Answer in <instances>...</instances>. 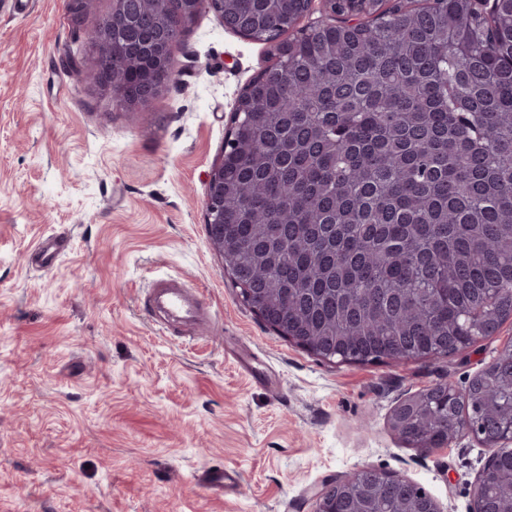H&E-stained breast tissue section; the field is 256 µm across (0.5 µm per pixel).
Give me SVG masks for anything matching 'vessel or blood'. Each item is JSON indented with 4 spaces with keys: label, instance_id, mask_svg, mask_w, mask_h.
<instances>
[{
    "label": "vessel or blood",
    "instance_id": "1",
    "mask_svg": "<svg viewBox=\"0 0 512 512\" xmlns=\"http://www.w3.org/2000/svg\"><path fill=\"white\" fill-rule=\"evenodd\" d=\"M148 300L156 324L180 336L191 334L197 325L213 322L215 318L199 292L176 279L155 281Z\"/></svg>",
    "mask_w": 512,
    "mask_h": 512
}]
</instances>
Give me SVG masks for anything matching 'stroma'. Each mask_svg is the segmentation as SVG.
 Wrapping results in <instances>:
<instances>
[{"mask_svg": "<svg viewBox=\"0 0 512 512\" xmlns=\"http://www.w3.org/2000/svg\"><path fill=\"white\" fill-rule=\"evenodd\" d=\"M0 0V512H314L333 478L364 468L469 512L489 456L463 434L429 455L389 424L400 399L465 390L507 345L512 319L450 357L338 364L277 335L241 301L209 244L207 174L238 92L269 45L201 13L175 79L137 112L88 79L68 0ZM69 250L39 268L34 246ZM199 289L217 321L163 334L152 281ZM224 492L204 487L215 470Z\"/></svg>", "mask_w": 512, "mask_h": 512, "instance_id": "stroma-1", "label": "stroma"}]
</instances>
